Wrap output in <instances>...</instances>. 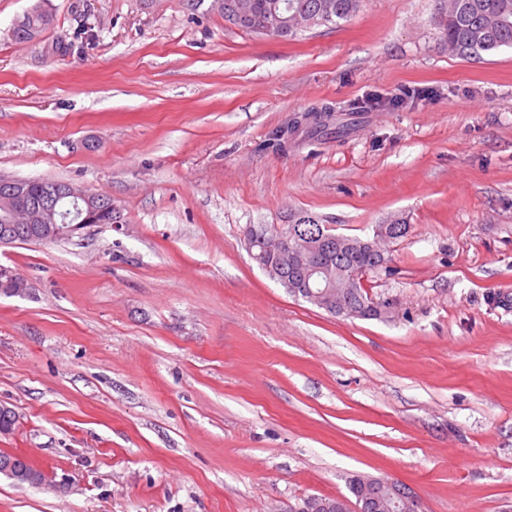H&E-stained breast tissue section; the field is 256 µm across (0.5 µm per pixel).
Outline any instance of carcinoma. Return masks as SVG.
Wrapping results in <instances>:
<instances>
[{
  "instance_id": "1",
  "label": "carcinoma",
  "mask_w": 512,
  "mask_h": 512,
  "mask_svg": "<svg viewBox=\"0 0 512 512\" xmlns=\"http://www.w3.org/2000/svg\"><path fill=\"white\" fill-rule=\"evenodd\" d=\"M361 3L362 0H218L224 21L259 36L272 27L276 37L281 39H293L314 26H337L342 21H349L359 12ZM51 22L52 15L38 2L16 22L12 37L17 42H27L42 35ZM435 22L442 39L462 57L479 59L484 54L512 49V0H436ZM93 198L97 209L95 223L121 221V211L112 203V198L99 193L93 194ZM34 206H53L55 213L60 215L71 208V201L67 198L53 201L42 195L35 185L25 199L16 202L11 199L8 189L0 186V228L11 224L16 209ZM323 228V219L315 214L302 210L289 214L288 229L274 237L286 238L290 245L285 247L279 241L259 257V262L279 269L278 282L282 284L296 278L303 251L294 244L295 239L311 240ZM326 259L332 262L333 277L339 285L326 312L336 315V303L339 302L362 308L363 318L371 319L369 313L374 311L375 303L368 297L360 279L348 280L345 271L364 273L386 265L389 259L361 247L358 241L340 254L328 251ZM8 471L28 472L30 464L21 457L0 453V474ZM348 489L356 512H389L390 500L386 493L363 483V476H352ZM308 501L311 502V512H343L345 508L337 497L313 495Z\"/></svg>"
}]
</instances>
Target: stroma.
Listing matches in <instances>:
<instances>
[{"instance_id": "35a3bbf8", "label": "stroma", "mask_w": 512, "mask_h": 512, "mask_svg": "<svg viewBox=\"0 0 512 512\" xmlns=\"http://www.w3.org/2000/svg\"><path fill=\"white\" fill-rule=\"evenodd\" d=\"M34 2L0 0V178L124 221L0 247L32 285L0 296V452L56 479L0 474V512H297L356 474L421 512H512V50L455 55L435 0L288 41L214 0H44L16 43ZM322 111L341 135L302 123ZM301 209L351 237L409 224L363 276L388 317L259 267L249 227ZM38 1L13 27L12 37L17 42H28L34 36H41L49 28L52 15ZM90 192L93 194L95 200L94 208L99 211V213L97 212L95 221L90 224H114L116 221L119 223L122 222L121 211L112 203V198L103 194Z\"/></svg>"}]
</instances>
